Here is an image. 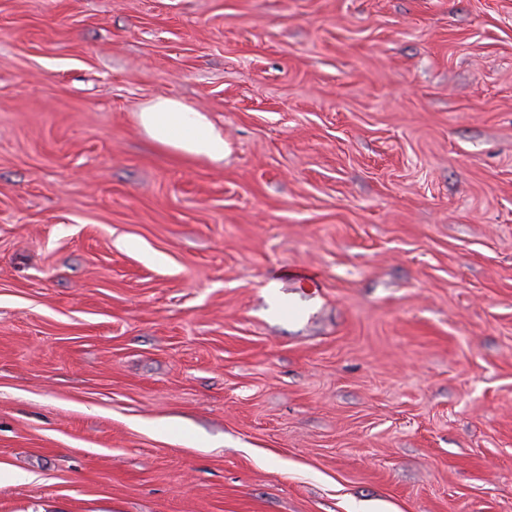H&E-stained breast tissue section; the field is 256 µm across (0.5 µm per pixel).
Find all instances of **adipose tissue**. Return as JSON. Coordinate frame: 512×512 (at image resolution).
<instances>
[{
    "mask_svg": "<svg viewBox=\"0 0 512 512\" xmlns=\"http://www.w3.org/2000/svg\"><path fill=\"white\" fill-rule=\"evenodd\" d=\"M139 123L157 145L213 162L224 159V134L206 115L172 97H157L139 111Z\"/></svg>",
    "mask_w": 512,
    "mask_h": 512,
    "instance_id": "ef3b65f1",
    "label": "adipose tissue"
}]
</instances>
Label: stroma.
<instances>
[{
    "instance_id": "stroma-1",
    "label": "stroma",
    "mask_w": 512,
    "mask_h": 512,
    "mask_svg": "<svg viewBox=\"0 0 512 512\" xmlns=\"http://www.w3.org/2000/svg\"><path fill=\"white\" fill-rule=\"evenodd\" d=\"M0 464V512H512V0H0ZM139 123L157 145L212 162L224 160V133L206 115L172 97H157L139 111Z\"/></svg>"
}]
</instances>
